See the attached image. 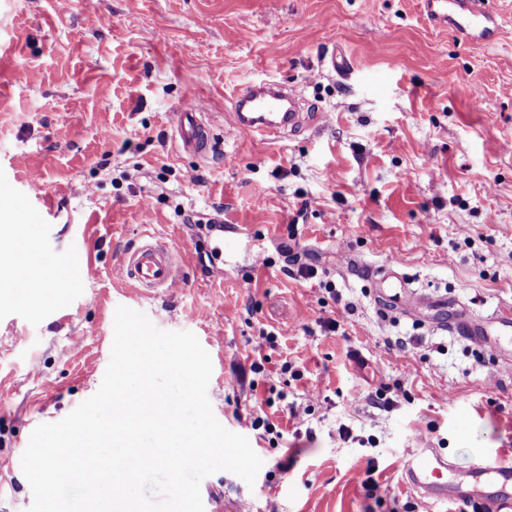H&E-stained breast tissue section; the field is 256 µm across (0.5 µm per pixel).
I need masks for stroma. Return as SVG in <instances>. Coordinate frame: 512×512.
I'll return each instance as SVG.
<instances>
[{"instance_id":"35a3bbf8","label":"stroma","mask_w":512,"mask_h":512,"mask_svg":"<svg viewBox=\"0 0 512 512\" xmlns=\"http://www.w3.org/2000/svg\"><path fill=\"white\" fill-rule=\"evenodd\" d=\"M489 4L482 47L422 0H0V225L67 191L24 229L59 300L0 288V512L31 506L19 459L99 389L121 305L208 352L214 416L263 461L251 487L203 479L232 512H451L396 458L512 457V363L445 327L456 302L512 308V0ZM265 80L307 119L241 135L234 95ZM187 96L206 160L174 142ZM148 234L179 254L175 291L120 271ZM356 263L450 304L395 310ZM61 197L62 194L57 191L45 194L38 199L37 204L34 206L37 212L24 206L23 209L19 211L18 215L23 220H27L31 215H40L43 220L49 221L54 218Z\"/></svg>"}]
</instances>
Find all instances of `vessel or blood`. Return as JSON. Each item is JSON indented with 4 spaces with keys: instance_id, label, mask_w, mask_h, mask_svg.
<instances>
[{
    "instance_id": "obj_1",
    "label": "vessel or blood",
    "mask_w": 512,
    "mask_h": 512,
    "mask_svg": "<svg viewBox=\"0 0 512 512\" xmlns=\"http://www.w3.org/2000/svg\"><path fill=\"white\" fill-rule=\"evenodd\" d=\"M488 0H423L428 19L437 25L452 24L466 40L489 44L492 16ZM235 128L244 135L277 134L300 121L295 96L272 84L246 86L234 97ZM203 106L194 100L181 103L171 115L175 142L179 149L205 158L213 154L216 143L205 129ZM61 198L53 192L39 198L35 208H23L21 219L38 214L43 220L54 218ZM124 276L144 288H177L176 258L167 244L158 240L124 253L120 261ZM450 330L481 347L501 346L512 335V313L494 320L458 310ZM397 469L403 483L421 495L442 504L477 507L478 512H512V461L482 457L467 467H458L441 449L422 445L403 457Z\"/></svg>"
}]
</instances>
